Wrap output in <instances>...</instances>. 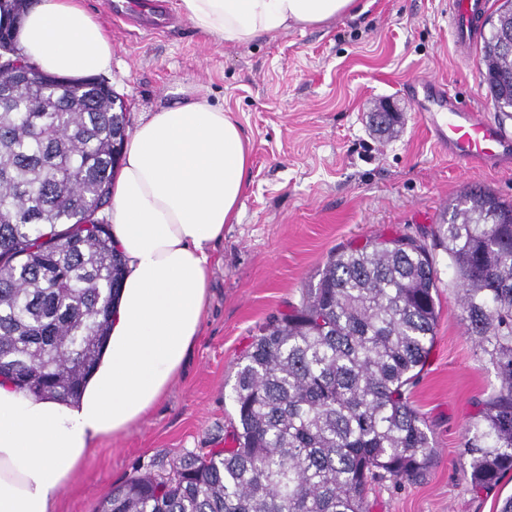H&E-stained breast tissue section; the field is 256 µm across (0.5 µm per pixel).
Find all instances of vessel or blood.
<instances>
[{
  "label": "vessel or blood",
  "mask_w": 512,
  "mask_h": 512,
  "mask_svg": "<svg viewBox=\"0 0 512 512\" xmlns=\"http://www.w3.org/2000/svg\"><path fill=\"white\" fill-rule=\"evenodd\" d=\"M484 10L483 0H449L451 26L458 46L474 41L477 21ZM112 14L127 22L136 14L155 19L168 16L169 7L166 0H114ZM436 101L439 111L422 110L420 118L449 156L489 164L512 160V132L503 124L460 102L449 91L437 94Z\"/></svg>",
  "instance_id": "b4317fda"
}]
</instances>
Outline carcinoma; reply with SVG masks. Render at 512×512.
I'll return each mask as SVG.
<instances>
[{"instance_id": "carcinoma-1", "label": "carcinoma", "mask_w": 512, "mask_h": 512, "mask_svg": "<svg viewBox=\"0 0 512 512\" xmlns=\"http://www.w3.org/2000/svg\"><path fill=\"white\" fill-rule=\"evenodd\" d=\"M32 0H7L0 40ZM512 0L483 37L481 75L512 112ZM16 86L0 69V377L23 392L76 397L110 326L125 263L100 213L125 113L97 77ZM448 257L465 333L494 370L465 428L471 489L512 472V202L472 188L433 231ZM428 246L409 236L332 255L289 313L259 328L231 400L232 447L185 452L133 474L94 512H369L387 480L431 465L430 428L410 401L439 316Z\"/></svg>"}]
</instances>
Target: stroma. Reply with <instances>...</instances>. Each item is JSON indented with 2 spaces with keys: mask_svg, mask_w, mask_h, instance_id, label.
I'll use <instances>...</instances> for the list:
<instances>
[{
  "mask_svg": "<svg viewBox=\"0 0 512 512\" xmlns=\"http://www.w3.org/2000/svg\"><path fill=\"white\" fill-rule=\"evenodd\" d=\"M109 2L85 5L112 39L106 79L124 101L127 132L178 102L182 88L233 117L250 142L251 167L239 221L225 225L213 247L210 298L183 372L129 433L93 444L57 512H94L137 468L228 447L241 357L270 316L299 304L331 252L400 235L431 241L448 203L471 185L512 202V165L449 158L425 132L409 92L416 82L443 81L466 104L494 111L481 47H457L448 0H360L357 12L322 26L239 46L182 17L160 33L116 23ZM385 99L401 122L380 135L368 115ZM433 256L441 310L411 401L436 454L423 480L372 491L371 512H497L500 494L512 493V473L501 492L477 494L460 456L466 421L495 376L464 332L446 255Z\"/></svg>",
  "mask_w": 512,
  "mask_h": 512,
  "instance_id": "1",
  "label": "stroma"
}]
</instances>
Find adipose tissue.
Masks as SVG:
<instances>
[{
	"mask_svg": "<svg viewBox=\"0 0 512 512\" xmlns=\"http://www.w3.org/2000/svg\"><path fill=\"white\" fill-rule=\"evenodd\" d=\"M356 0H179L200 32L243 45L317 27ZM19 45L48 73L110 71L112 42L82 0H38ZM250 167L238 124L206 97L150 113L126 142L109 212L126 276L112 330L79 398L0 379V512H55L94 442L127 433L165 395L199 335L215 241L237 220Z\"/></svg>",
	"mask_w": 512,
	"mask_h": 512,
	"instance_id": "adipose-tissue-1",
	"label": "adipose tissue"
}]
</instances>
